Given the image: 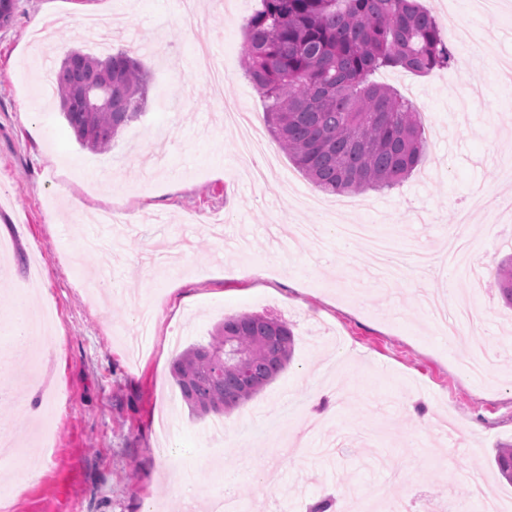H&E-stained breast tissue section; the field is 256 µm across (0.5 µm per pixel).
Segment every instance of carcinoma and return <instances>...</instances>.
Wrapping results in <instances>:
<instances>
[{"instance_id": "carcinoma-1", "label": "carcinoma", "mask_w": 512, "mask_h": 512, "mask_svg": "<svg viewBox=\"0 0 512 512\" xmlns=\"http://www.w3.org/2000/svg\"><path fill=\"white\" fill-rule=\"evenodd\" d=\"M246 20L244 71L267 102L266 121L297 169L329 195L392 188L409 178L427 150L420 113L397 90L376 83L382 69L428 74L452 61L436 20L419 0H260ZM110 77L107 102L91 107L84 90ZM149 74L126 51L96 56L70 51L56 76L60 112L76 141L92 152L141 116ZM494 279L512 307V257ZM285 321L237 314L215 326L210 341L184 350L174 379L191 411L231 410L251 399L291 360ZM244 355L254 383L240 379ZM501 476L512 483V444L496 449Z\"/></svg>"}]
</instances>
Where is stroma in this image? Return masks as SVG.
<instances>
[{"label": "stroma", "mask_w": 512, "mask_h": 512, "mask_svg": "<svg viewBox=\"0 0 512 512\" xmlns=\"http://www.w3.org/2000/svg\"><path fill=\"white\" fill-rule=\"evenodd\" d=\"M443 31L469 26L476 49L454 47L451 66L417 76L377 74L421 112L428 150L401 185L360 196L347 222L379 226L407 254L440 250L475 191L512 196L499 167L512 161V87L494 64L512 55V0L486 17L480 0H421ZM260 0H208L186 28L180 0H17L0 26V320L11 314L8 291L26 285L34 258L47 273L38 304L56 306L57 331L35 354H18L0 334L9 369L0 386L11 399L0 418L19 448L41 421L24 416L28 399L65 395L50 463L14 495L11 512H183L197 491L223 493L211 473L237 471L243 512H309L316 500L372 486L415 508L465 497L470 475L490 493L512 495L493 462L512 442V309L493 267L512 253V223L493 211L471 212L465 232L478 281L435 264L418 282L381 279L366 247L325 233V254L304 238H280L272 225H325L296 208L314 193L274 138L277 162L260 185L244 165L234 126L196 71L195 45L207 41L224 58V97L252 112L263 97L244 74V24ZM73 49L91 55L128 51L151 75L145 113L108 153L82 148L42 96ZM39 103L41 124L29 107ZM85 210H109L98 225L71 214L66 194ZM239 268L228 277L225 258ZM111 295H102L101 277ZM477 295L481 317L464 347H486L489 373L474 376L448 349L421 293ZM156 306L150 329L137 307ZM261 314L286 321L294 351L286 367L233 411L192 414L172 363L204 344L224 318ZM421 406L419 414L407 404ZM298 408L282 421L285 406ZM196 477L182 485L183 475Z\"/></svg>", "instance_id": "1"}]
</instances>
